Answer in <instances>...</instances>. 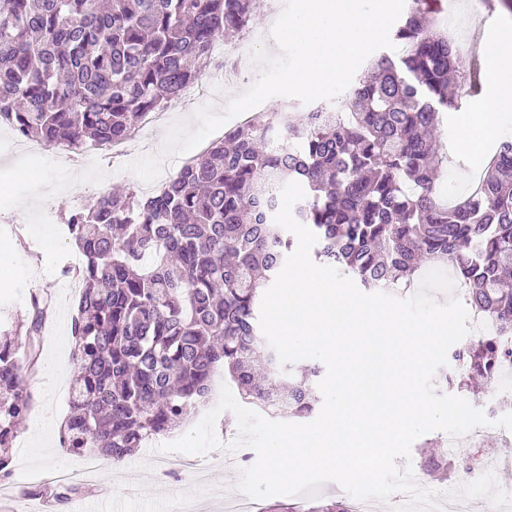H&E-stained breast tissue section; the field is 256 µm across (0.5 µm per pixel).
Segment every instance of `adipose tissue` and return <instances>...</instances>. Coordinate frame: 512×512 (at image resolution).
I'll return each instance as SVG.
<instances>
[{
    "mask_svg": "<svg viewBox=\"0 0 512 512\" xmlns=\"http://www.w3.org/2000/svg\"><path fill=\"white\" fill-rule=\"evenodd\" d=\"M479 50L486 61V95L467 113L453 148L472 164L481 162L483 142L496 137L506 117L512 116V37L484 41Z\"/></svg>",
    "mask_w": 512,
    "mask_h": 512,
    "instance_id": "1",
    "label": "adipose tissue"
}]
</instances>
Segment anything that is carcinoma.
<instances>
[{
	"mask_svg": "<svg viewBox=\"0 0 512 512\" xmlns=\"http://www.w3.org/2000/svg\"><path fill=\"white\" fill-rule=\"evenodd\" d=\"M412 0L393 41L338 106L296 122L261 112L213 141L155 194H103L67 212L83 282L71 321L75 381L61 447L115 463L173 431L222 367L242 399L281 417L311 414L319 368L280 366L259 334L263 291L291 252L274 222L281 187L305 198L293 213L318 237L315 261L369 289L413 284L421 262L456 269L465 303L498 334L451 353L449 385L493 383L512 358V140L498 142L463 204L436 192L441 114L459 106L451 76L460 50ZM260 16L257 0H0V123L48 147L125 141L145 113L200 79L215 41ZM50 301L0 336V477L34 397ZM455 463L424 453L435 479Z\"/></svg>",
	"mask_w": 512,
	"mask_h": 512,
	"instance_id": "cac0c4a2",
	"label": "carcinoma"
}]
</instances>
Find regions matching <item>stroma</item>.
Instances as JSON below:
<instances>
[{"label": "stroma", "mask_w": 512, "mask_h": 512, "mask_svg": "<svg viewBox=\"0 0 512 512\" xmlns=\"http://www.w3.org/2000/svg\"><path fill=\"white\" fill-rule=\"evenodd\" d=\"M78 173L83 182L76 188L71 179ZM124 187L140 191L145 184L131 172L101 162L90 165L70 161L52 147L44 148L33 159L0 152V273L7 277L6 286L0 287V332L6 326L27 323L33 296L46 294L55 303L53 320L43 328L39 366L28 376L36 398L29 422H38L48 414L62 420L69 411V398L59 394L58 386L71 382V375L46 371L47 364L69 362L73 350L70 328L78 295L60 285L63 267L75 253L64 213L80 207L90 197ZM468 400L492 424L479 442L465 440L459 444L453 454L455 471L438 482L427 480L429 489L470 481L466 466L504 456L501 445L507 432L493 425L503 416V408L488 391L469 395ZM159 458L147 442L120 465L104 461L96 483H84L66 506L52 507L51 512H86L90 502L102 497L107 500L106 512H171L183 501L210 510L219 498L237 493L238 472L231 453L212 452L199 458L196 471L165 477L152 466ZM83 462V455L62 450L59 436L43 438L19 432L12 446L10 493L0 495V512H33L39 500L32 497V490L59 472L80 471Z\"/></svg>", "instance_id": "35a3bbf8"}]
</instances>
